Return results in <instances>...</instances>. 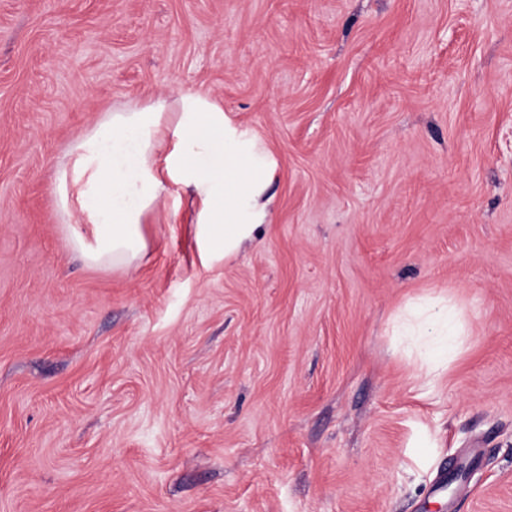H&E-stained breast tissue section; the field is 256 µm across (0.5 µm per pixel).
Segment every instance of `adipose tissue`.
I'll return each instance as SVG.
<instances>
[{"instance_id": "1", "label": "adipose tissue", "mask_w": 512, "mask_h": 512, "mask_svg": "<svg viewBox=\"0 0 512 512\" xmlns=\"http://www.w3.org/2000/svg\"><path fill=\"white\" fill-rule=\"evenodd\" d=\"M277 161L263 140L208 94L177 88L144 105H120L68 145L52 188L71 240L95 266L129 271L147 250V213L179 190L198 203L202 258L227 259L269 222ZM434 382L463 345L460 312L444 300L410 304L394 330Z\"/></svg>"}]
</instances>
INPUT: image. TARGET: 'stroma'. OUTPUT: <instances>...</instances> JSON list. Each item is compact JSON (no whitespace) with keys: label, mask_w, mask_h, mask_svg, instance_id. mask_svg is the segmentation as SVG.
Wrapping results in <instances>:
<instances>
[{"label":"stroma","mask_w":512,"mask_h":512,"mask_svg":"<svg viewBox=\"0 0 512 512\" xmlns=\"http://www.w3.org/2000/svg\"><path fill=\"white\" fill-rule=\"evenodd\" d=\"M272 151V222L130 272L51 197L103 112L177 87ZM422 296L469 336L426 384ZM0 512H512V0H0Z\"/></svg>","instance_id":"obj_1"}]
</instances>
